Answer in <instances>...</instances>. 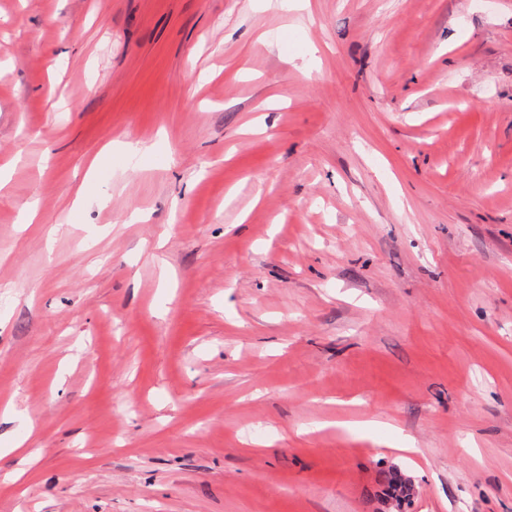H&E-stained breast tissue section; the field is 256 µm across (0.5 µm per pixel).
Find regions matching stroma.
I'll return each mask as SVG.
<instances>
[{"label": "stroma", "mask_w": 512, "mask_h": 512, "mask_svg": "<svg viewBox=\"0 0 512 512\" xmlns=\"http://www.w3.org/2000/svg\"><path fill=\"white\" fill-rule=\"evenodd\" d=\"M310 2L0 0V512H512V0Z\"/></svg>", "instance_id": "1"}]
</instances>
